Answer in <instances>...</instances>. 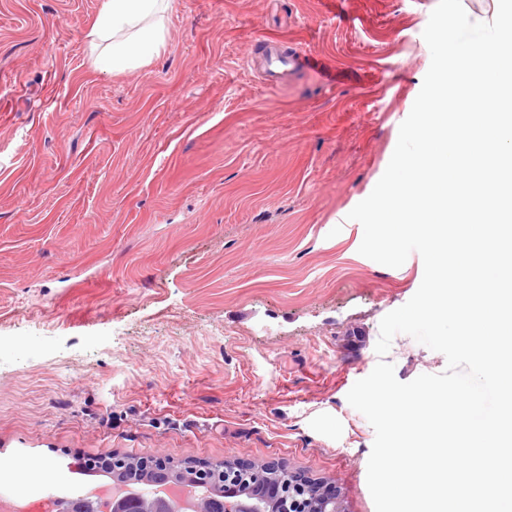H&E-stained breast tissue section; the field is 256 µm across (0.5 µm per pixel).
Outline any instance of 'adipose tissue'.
Returning <instances> with one entry per match:
<instances>
[{"label":"adipose tissue","instance_id":"ef3b65f1","mask_svg":"<svg viewBox=\"0 0 512 512\" xmlns=\"http://www.w3.org/2000/svg\"><path fill=\"white\" fill-rule=\"evenodd\" d=\"M170 0H103L85 40L93 70L123 73L147 66L165 47Z\"/></svg>","mask_w":512,"mask_h":512}]
</instances>
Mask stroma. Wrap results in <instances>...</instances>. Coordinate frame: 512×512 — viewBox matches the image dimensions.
<instances>
[{"label":"stroma","instance_id":"1","mask_svg":"<svg viewBox=\"0 0 512 512\" xmlns=\"http://www.w3.org/2000/svg\"><path fill=\"white\" fill-rule=\"evenodd\" d=\"M143 68L94 71L101 0H0V493L73 458L279 463L375 512L347 401L423 261L358 252L429 69L438 0H171ZM267 37L318 60L268 87ZM399 381L443 354L399 334ZM52 467L43 477V467Z\"/></svg>","mask_w":512,"mask_h":512}]
</instances>
